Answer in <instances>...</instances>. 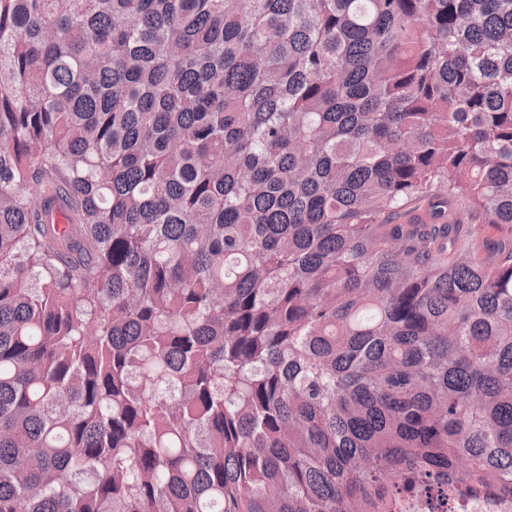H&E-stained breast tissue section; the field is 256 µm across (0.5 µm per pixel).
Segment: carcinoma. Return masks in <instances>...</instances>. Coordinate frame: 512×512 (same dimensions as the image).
Masks as SVG:
<instances>
[{"instance_id": "1", "label": "carcinoma", "mask_w": 512, "mask_h": 512, "mask_svg": "<svg viewBox=\"0 0 512 512\" xmlns=\"http://www.w3.org/2000/svg\"><path fill=\"white\" fill-rule=\"evenodd\" d=\"M458 197L512 229V0H0V512L511 497Z\"/></svg>"}]
</instances>
